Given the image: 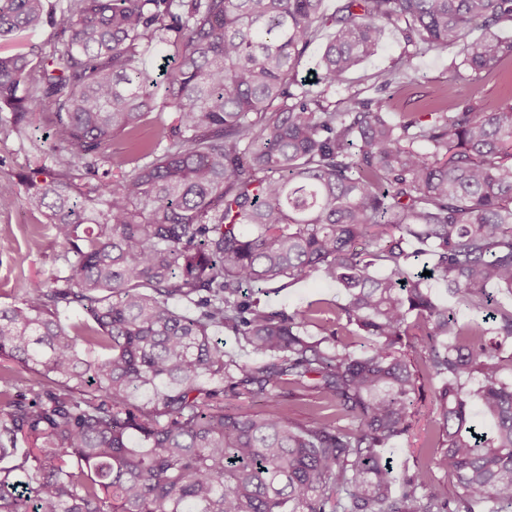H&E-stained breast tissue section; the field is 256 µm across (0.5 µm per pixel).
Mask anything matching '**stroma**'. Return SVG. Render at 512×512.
Masks as SVG:
<instances>
[{
    "label": "stroma",
    "mask_w": 512,
    "mask_h": 512,
    "mask_svg": "<svg viewBox=\"0 0 512 512\" xmlns=\"http://www.w3.org/2000/svg\"><path fill=\"white\" fill-rule=\"evenodd\" d=\"M403 47L400 33L389 32L378 52L355 67L345 87L331 95V102L343 104L350 92L357 91L365 98L393 95L401 112L432 111L433 88L456 78L448 68L449 54H417L413 65L420 78L417 83L402 87L392 78ZM52 139V129L37 118L32 121L27 139L17 138L6 130L5 115L0 112V305L20 303L31 282L62 279L70 274L65 245L45 217L26 209L25 188L19 181L20 175L33 169L54 166L55 158L47 150ZM338 295L335 284L314 276L284 288L269 285L266 300L274 308L291 310L311 302L333 300ZM426 429L425 418H418L407 439L386 449L395 474L412 472L415 466L426 462Z\"/></svg>",
    "instance_id": "35a3bbf8"
}]
</instances>
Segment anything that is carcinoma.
Masks as SVG:
<instances>
[{
    "instance_id": "carcinoma-1",
    "label": "carcinoma",
    "mask_w": 512,
    "mask_h": 512,
    "mask_svg": "<svg viewBox=\"0 0 512 512\" xmlns=\"http://www.w3.org/2000/svg\"><path fill=\"white\" fill-rule=\"evenodd\" d=\"M502 22L512 0H340L330 16L323 0H0V42L43 24L64 39L35 89V53L0 55V111L19 137L37 113L54 124L55 167L24 204L74 257L64 286L0 306V359L34 375L17 403L0 368V461L24 447L0 467V512L511 508L512 305L494 293L512 295V95L454 81L437 111L396 120L389 96L328 100L392 29L409 67ZM323 27L308 85L297 69ZM509 62L512 39L490 34L450 68L506 80ZM314 275L341 300L258 298ZM424 384L431 454L398 480L385 448ZM227 395L276 408L228 412Z\"/></svg>"
}]
</instances>
